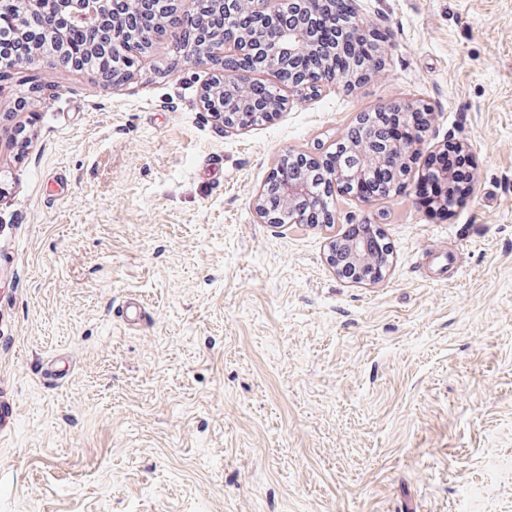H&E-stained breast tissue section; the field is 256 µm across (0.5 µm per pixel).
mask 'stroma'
Masks as SVG:
<instances>
[{
    "mask_svg": "<svg viewBox=\"0 0 512 512\" xmlns=\"http://www.w3.org/2000/svg\"><path fill=\"white\" fill-rule=\"evenodd\" d=\"M353 7L379 70L228 132L168 34L114 92L43 81L0 150V512H512V0ZM404 101L419 152L466 143L463 207L410 178L257 220L283 155ZM369 223L387 267L347 283L329 239Z\"/></svg>",
    "mask_w": 512,
    "mask_h": 512,
    "instance_id": "35a3bbf8",
    "label": "stroma"
}]
</instances>
